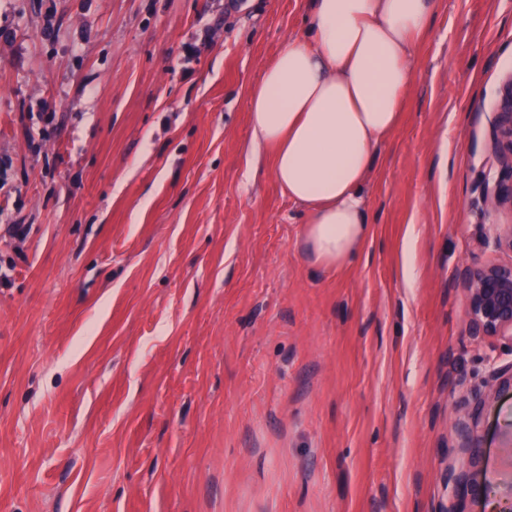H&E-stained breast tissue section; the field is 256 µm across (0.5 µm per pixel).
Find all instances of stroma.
I'll list each match as a JSON object with an SVG mask.
<instances>
[{"mask_svg":"<svg viewBox=\"0 0 512 512\" xmlns=\"http://www.w3.org/2000/svg\"><path fill=\"white\" fill-rule=\"evenodd\" d=\"M309 4L0 0V512H443L475 465L467 512L512 500V391L454 428L512 357L451 286L512 221V0H435L339 271L249 120ZM496 113L492 149L502 170L510 174L511 184L497 183L493 191L486 194V204L493 211L506 205L512 209V78L507 83L499 112Z\"/></svg>","mask_w":512,"mask_h":512,"instance_id":"35a3bbf8","label":"stroma"}]
</instances>
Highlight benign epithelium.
<instances>
[{
  "mask_svg": "<svg viewBox=\"0 0 512 512\" xmlns=\"http://www.w3.org/2000/svg\"><path fill=\"white\" fill-rule=\"evenodd\" d=\"M492 149L502 170L512 175V79L499 104ZM485 201L493 211L506 205L512 207V184H496ZM478 244L512 255V224L489 225ZM454 286L465 300L469 334L495 337L503 341L512 355V261L466 264L456 271ZM506 388L512 389V361L492 365L484 391L475 396L468 411L459 418L456 429L465 444L473 440L476 420L484 406ZM467 493L468 484L462 479L456 481L454 501L444 512H465L463 501Z\"/></svg>",
  "mask_w": 512,
  "mask_h": 512,
  "instance_id": "7a95c632",
  "label": "benign epithelium"
}]
</instances>
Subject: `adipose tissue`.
Here are the masks:
<instances>
[{
    "label": "adipose tissue",
    "instance_id": "ef3b65f1",
    "mask_svg": "<svg viewBox=\"0 0 512 512\" xmlns=\"http://www.w3.org/2000/svg\"><path fill=\"white\" fill-rule=\"evenodd\" d=\"M434 0H314L311 36L288 41L249 94L253 141L283 194L308 211L313 264L344 268L373 236L362 188L398 128L416 40Z\"/></svg>",
    "mask_w": 512,
    "mask_h": 512
}]
</instances>
